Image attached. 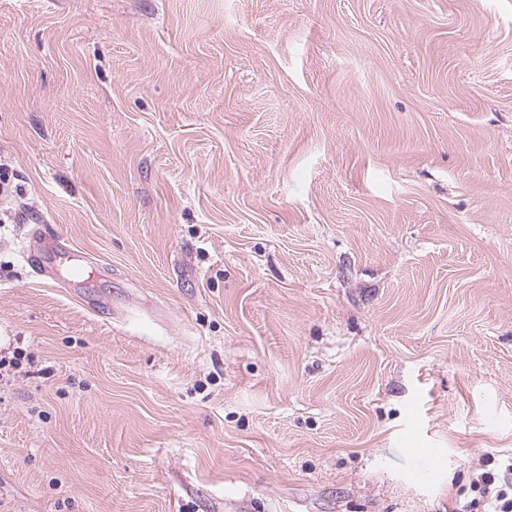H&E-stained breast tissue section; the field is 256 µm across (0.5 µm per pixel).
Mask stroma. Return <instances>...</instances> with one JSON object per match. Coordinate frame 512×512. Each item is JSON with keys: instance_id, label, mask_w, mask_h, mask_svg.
<instances>
[{"instance_id": "obj_1", "label": "stroma", "mask_w": 512, "mask_h": 512, "mask_svg": "<svg viewBox=\"0 0 512 512\" xmlns=\"http://www.w3.org/2000/svg\"><path fill=\"white\" fill-rule=\"evenodd\" d=\"M0 161V512H453L512 457V0H0ZM24 259L29 263L40 276L55 279L57 277V270L65 263L69 264L70 281L76 283L81 280L84 275L85 267L77 263L70 255L62 256L58 248L46 236L41 233L32 236L29 245L24 251Z\"/></svg>"}]
</instances>
